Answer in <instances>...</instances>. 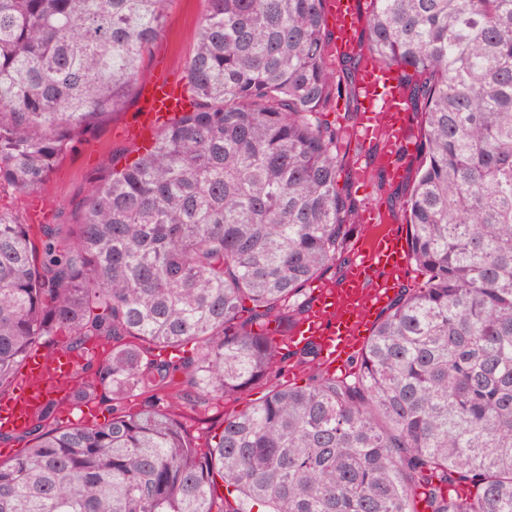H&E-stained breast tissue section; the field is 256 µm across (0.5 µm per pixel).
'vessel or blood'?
Returning a JSON list of instances; mask_svg holds the SVG:
<instances>
[{
  "mask_svg": "<svg viewBox=\"0 0 512 512\" xmlns=\"http://www.w3.org/2000/svg\"><path fill=\"white\" fill-rule=\"evenodd\" d=\"M324 13L331 25L333 55L355 54L363 19L357 0H325ZM360 119L351 140L359 148V158L351 167L354 182L369 178L364 157L374 156L375 165L387 180L400 181L405 174L403 156L410 146L408 91L394 68L363 57L357 87ZM140 131L157 132L186 108V91L179 81L158 76L141 83L138 89ZM359 221L374 226L355 260L337 284L317 290L309 311L288 338V346L300 349L315 344L320 361L331 367L341 356H358L379 314L394 297L390 274L404 271L410 259L408 238L398 226H384L383 216L367 206ZM83 358L59 349L54 357L33 351L26 359L12 392L0 396V429L22 433L31 419L50 401L68 397L74 374Z\"/></svg>",
  "mask_w": 512,
  "mask_h": 512,
  "instance_id": "obj_1",
  "label": "vessel or blood"
}]
</instances>
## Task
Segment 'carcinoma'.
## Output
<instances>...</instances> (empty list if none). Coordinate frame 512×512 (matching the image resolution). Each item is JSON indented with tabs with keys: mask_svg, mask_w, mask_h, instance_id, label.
Listing matches in <instances>:
<instances>
[{
	"mask_svg": "<svg viewBox=\"0 0 512 512\" xmlns=\"http://www.w3.org/2000/svg\"><path fill=\"white\" fill-rule=\"evenodd\" d=\"M170 0H0V190L41 188L72 138L137 88ZM191 111L77 210H0V390L33 348L105 344L93 379L149 395L107 422L46 428L0 461V512H512V0H371L360 51L413 73L424 157L411 260L353 370L278 384L206 448L155 404L246 395L267 336L346 264L338 187L355 91L328 63L324 0H205ZM473 496L454 498L451 488ZM224 489L227 495L219 490Z\"/></svg>",
	"mask_w": 512,
	"mask_h": 512,
	"instance_id": "1",
	"label": "carcinoma"
}]
</instances>
